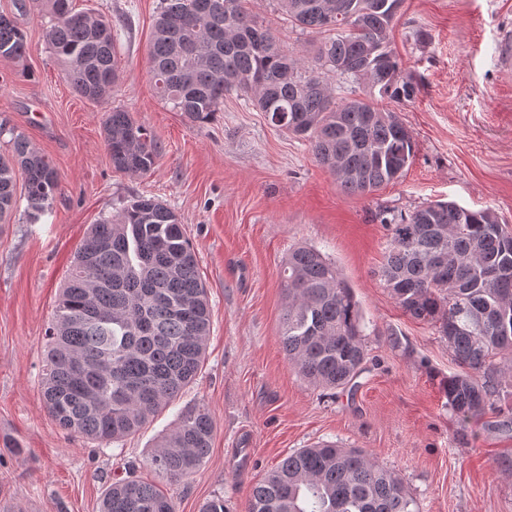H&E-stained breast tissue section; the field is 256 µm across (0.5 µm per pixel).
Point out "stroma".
I'll use <instances>...</instances> for the list:
<instances>
[{
	"label": "stroma",
	"instance_id": "35a3bbf8",
	"mask_svg": "<svg viewBox=\"0 0 512 512\" xmlns=\"http://www.w3.org/2000/svg\"><path fill=\"white\" fill-rule=\"evenodd\" d=\"M161 0H73L118 30L112 103L127 108L163 148L154 172L115 170L104 143V105L79 97L44 37L45 16L0 0L28 53L0 61V124L51 161L60 191L41 219L14 211L0 223V512H99L105 490L136 474L181 408L210 410L215 430L200 472L161 481L175 512L214 497L247 512L252 487L289 453L324 441L361 448L402 478L419 512H512V434L460 424L441 381L461 372L434 325L403 313L378 271L388 246L380 216L436 200L492 209L512 225V67L496 54L512 29V0H404L390 33L412 102L390 103L411 132L403 176L348 196L310 146L274 127L230 91L205 125L161 102L148 67ZM285 48L312 55L318 34L293 27L276 0H250ZM154 197L192 241L211 308L200 374L150 424L118 443L69 435L49 416L41 377L46 330L74 251L91 224L132 198ZM307 245L333 262L362 314L367 363L352 391L320 390L281 347V270Z\"/></svg>",
	"mask_w": 512,
	"mask_h": 512
}]
</instances>
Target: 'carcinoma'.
Listing matches in <instances>:
<instances>
[{"label":"carcinoma","mask_w":512,"mask_h":512,"mask_svg":"<svg viewBox=\"0 0 512 512\" xmlns=\"http://www.w3.org/2000/svg\"><path fill=\"white\" fill-rule=\"evenodd\" d=\"M246 0H162L149 69L160 98L194 125L212 120L234 90L271 123L311 146L346 195L372 193L403 176L414 154L409 130L376 98L404 103L415 86L401 76L389 32L403 0H278L303 32L324 33L310 58L286 52ZM49 18L46 42L80 96L106 104L119 81L112 22L76 12L72 0H18ZM24 31L0 14V59L20 63ZM362 86L336 100L332 78ZM112 166L153 172L161 145L116 106L103 113ZM0 156V217L17 206L35 222L59 190L56 169L21 134ZM390 240L379 275L401 310L438 326L467 371L444 393L463 423L495 408L498 378L512 371V229L489 209L437 201L383 218ZM281 344L288 363L316 387L345 388L362 370L363 324L336 266L306 246L283 264ZM211 311L193 243L156 198L130 200L91 225L55 307L47 336L43 397L63 430L104 443L145 426L191 383L205 358ZM208 410L184 407L148 464L170 480L197 474L210 452ZM99 512H174L157 485L133 476L106 491ZM248 512H419L401 477L361 448L322 442L283 458L253 486Z\"/></svg>","instance_id":"obj_1"}]
</instances>
